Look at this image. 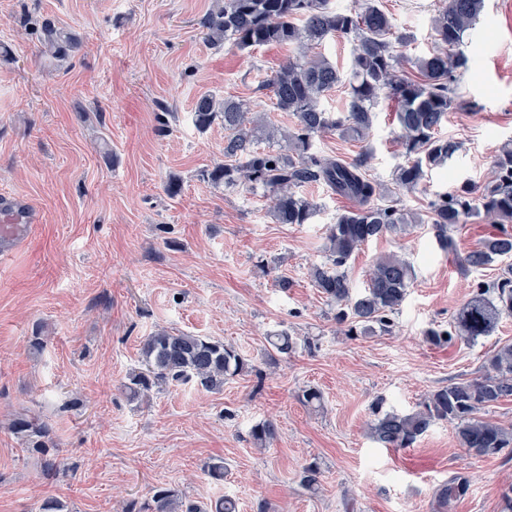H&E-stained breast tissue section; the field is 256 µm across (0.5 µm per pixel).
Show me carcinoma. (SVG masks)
I'll list each match as a JSON object with an SVG mask.
<instances>
[{
    "label": "carcinoma",
    "instance_id": "carcinoma-1",
    "mask_svg": "<svg viewBox=\"0 0 512 512\" xmlns=\"http://www.w3.org/2000/svg\"><path fill=\"white\" fill-rule=\"evenodd\" d=\"M484 9V0H442L431 19L434 48L409 61L394 52L403 40L391 15L379 0H361L352 8L338 9L332 0H223L200 21L203 35L215 48L231 42L240 50L278 45L294 50L264 84L273 110L293 117L282 125L269 117L253 118L251 102L199 97L193 108L200 131L215 122L224 124V163L204 171L212 185L261 186L271 196V214L279 224H307L316 204L300 193L312 184H324L352 202L336 223L326 228L325 261L310 269L317 290L336 307V324L349 336L392 333L394 315L406 299L415 279L414 265L404 256L380 257L368 272L367 285L357 291L346 270L348 261L370 241L390 232L405 234L417 224H429L438 248L457 256L461 271L468 274L492 264L499 273L491 282H480L471 297L448 322V327H429L425 342L434 346L473 344L491 335L505 316L512 315V140L499 146L494 176L478 185L439 196L426 214L398 206L391 189L368 173L372 150L356 159L312 152L313 139L334 132L363 142L373 125V109L380 95L395 103L399 138L408 158L392 172L398 190L412 191L433 169L444 167L459 150L458 142L439 135L455 102V72L467 66L460 50L464 35ZM350 36L351 81L341 112H328L321 99L341 83L336 64L314 51L328 38ZM42 55L63 62L79 50L77 39L65 28L47 20L41 26ZM267 142L270 148L261 149ZM481 214L500 229L460 255L453 232L467 219ZM269 360L286 359L298 349V339L281 330L269 337ZM144 368L129 374L125 390L137 399L152 388L193 382L216 391L230 377L249 370V363L234 347L188 332L159 330L146 337L141 347ZM512 397V343L495 348L479 370L464 382L451 383L428 394L409 411L385 410L382 402L372 407L369 434L384 448H408L438 421L455 427L460 447L476 456H511L512 425L487 418L484 412ZM25 451L43 457V472H57L51 427L37 419L20 416L13 423ZM277 435L276 425L263 420L252 426L253 443L263 447ZM320 465L312 461L299 474V485L314 493L320 487ZM467 481L452 479L440 486V506L466 494ZM127 512H202L176 490L159 487L152 502Z\"/></svg>",
    "mask_w": 512,
    "mask_h": 512
}]
</instances>
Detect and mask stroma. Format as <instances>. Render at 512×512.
Instances as JSON below:
<instances>
[{"mask_svg":"<svg viewBox=\"0 0 512 512\" xmlns=\"http://www.w3.org/2000/svg\"><path fill=\"white\" fill-rule=\"evenodd\" d=\"M379 2L404 36L397 52L432 50L439 0ZM212 4L0 0V195L26 197L37 212L29 238L0 258V512H39L48 497L69 512H126L159 486L204 507L228 494L239 512H503L512 459L460 448L446 422L400 449L381 447L367 427L375 399L413 409L429 392L475 378L490 352L512 342V317L468 346L423 340L478 282L495 279L496 266L462 274L426 224L372 240L347 264L355 288L395 252L416 279L392 334H343L310 269L323 262L325 228L348 200L303 187L317 206L310 223L279 224L263 188L199 177L224 159L223 124L202 132L193 123L199 96L245 99L286 119L261 83L288 49L212 48L198 25ZM47 19L80 37L74 58L46 63ZM463 50L461 105L442 129L460 149L418 190L395 191L404 209L490 180L499 144L512 138V0H485ZM374 112L366 142L327 133L314 149L346 160L371 149V174L387 184L406 153L393 102L379 99ZM279 276L288 290L276 288ZM163 329L234 346L253 370L218 391L188 382L129 399L123 385L143 366L142 341ZM284 329L306 345L273 367L266 337ZM309 387L321 391L322 410L302 404ZM21 414L51 426L55 477L13 433ZM265 419L277 436L260 448L250 429ZM313 459L323 476L311 493L297 474ZM216 463L223 479L210 474ZM454 478L469 489L440 508L436 491Z\"/></svg>","mask_w":512,"mask_h":512,"instance_id":"1","label":"stroma"}]
</instances>
